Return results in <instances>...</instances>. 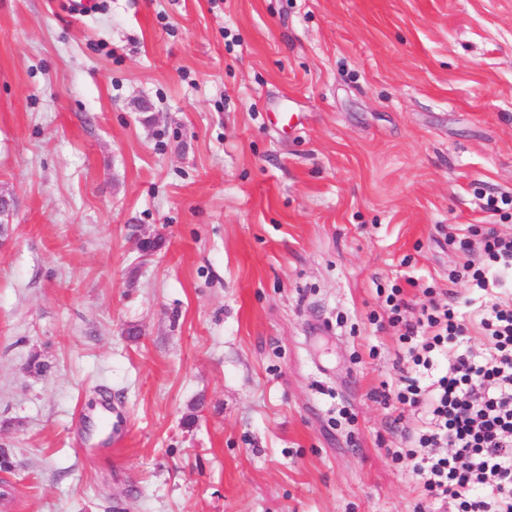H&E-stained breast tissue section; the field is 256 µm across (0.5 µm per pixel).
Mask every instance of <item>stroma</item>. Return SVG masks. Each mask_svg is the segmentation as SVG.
Instances as JSON below:
<instances>
[{"label":"stroma","mask_w":512,"mask_h":512,"mask_svg":"<svg viewBox=\"0 0 512 512\" xmlns=\"http://www.w3.org/2000/svg\"><path fill=\"white\" fill-rule=\"evenodd\" d=\"M0 198V512H412L371 318L512 234V0H0Z\"/></svg>","instance_id":"obj_1"}]
</instances>
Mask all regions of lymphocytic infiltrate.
Segmentation results:
<instances>
[{"label": "lymphocytic infiltrate", "instance_id": "1", "mask_svg": "<svg viewBox=\"0 0 512 512\" xmlns=\"http://www.w3.org/2000/svg\"><path fill=\"white\" fill-rule=\"evenodd\" d=\"M447 243L465 257L452 278L484 296L475 318L485 347L471 349L464 315L452 304L429 300L411 321L400 290L387 295L411 370L380 397L416 415L389 454L418 482L414 512H512V295L500 294L512 275V235L490 230Z\"/></svg>", "mask_w": 512, "mask_h": 512}]
</instances>
